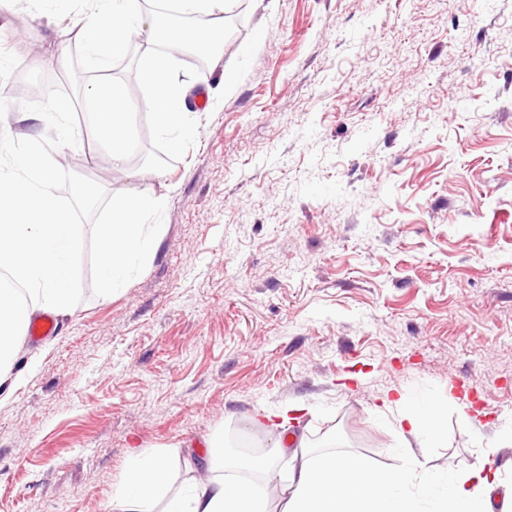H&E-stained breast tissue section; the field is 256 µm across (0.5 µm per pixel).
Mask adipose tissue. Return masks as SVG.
Segmentation results:
<instances>
[{"label":"adipose tissue","instance_id":"obj_1","mask_svg":"<svg viewBox=\"0 0 512 512\" xmlns=\"http://www.w3.org/2000/svg\"><path fill=\"white\" fill-rule=\"evenodd\" d=\"M405 406L397 429L434 447L442 436L440 409L430 398L400 396ZM213 479L168 497L169 473L157 457L131 454L125 478L115 497L117 512H268L255 485L245 479L221 477L227 468L256 470L275 477L276 461L284 452L273 441L265 456L224 457V437L209 443ZM496 472L486 466L437 475L412 461L391 468L344 453L301 457L288 475L289 497L283 512H492L491 494L498 487Z\"/></svg>","mask_w":512,"mask_h":512}]
</instances>
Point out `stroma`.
Wrapping results in <instances>:
<instances>
[{"instance_id": "stroma-1", "label": "stroma", "mask_w": 512, "mask_h": 512, "mask_svg": "<svg viewBox=\"0 0 512 512\" xmlns=\"http://www.w3.org/2000/svg\"><path fill=\"white\" fill-rule=\"evenodd\" d=\"M220 65L185 82L195 145L163 172L114 167L86 123L54 157L107 193L166 207L126 288L18 342L0 392V512H112L131 453L164 456L170 493L213 478L211 435L396 460L399 406L438 400L445 429L404 454L445 472L494 460L512 512V0H235ZM76 17L0 12L16 122L69 88ZM236 74L222 87L223 69ZM206 90L205 108L195 96ZM486 403L478 410L459 397ZM479 421L473 432L471 421Z\"/></svg>"}]
</instances>
